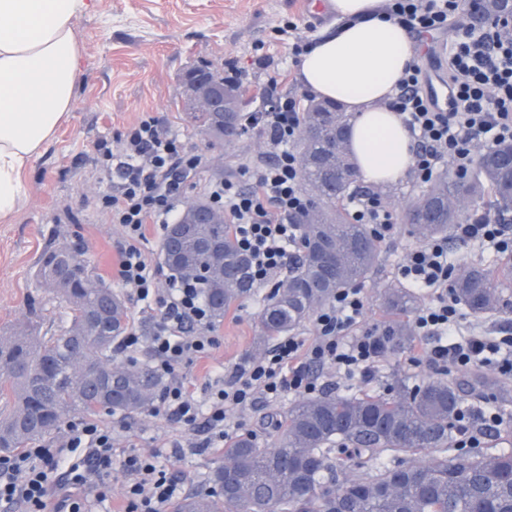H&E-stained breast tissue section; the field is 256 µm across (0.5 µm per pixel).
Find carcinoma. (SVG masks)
Here are the masks:
<instances>
[{"instance_id": "1", "label": "carcinoma", "mask_w": 512, "mask_h": 512, "mask_svg": "<svg viewBox=\"0 0 512 512\" xmlns=\"http://www.w3.org/2000/svg\"><path fill=\"white\" fill-rule=\"evenodd\" d=\"M225 112H189L197 130L228 142L243 132L248 100L241 85L224 84ZM350 115L329 101L304 107L297 142L303 183L311 200L300 254L259 314L260 339L304 326L343 288L365 283L380 242L367 224L350 221L341 201L353 195L355 168L338 144ZM512 142L490 147L475 173L446 175L412 198L403 221L419 242L445 236L487 200L489 211L512 223ZM164 265L202 289L210 322L256 291L250 257L225 223L169 224L159 243ZM34 276L62 298L69 313L58 335L29 319L0 337V452H14L54 434L69 418L100 411L132 415L146 410L162 379L146 361L115 363L113 350L130 325L125 297L106 284L89 254L58 240L40 255ZM512 262L477 264L454 280L453 293L474 315L508 305ZM381 309L399 321L388 335L408 336L401 319L415 310L404 288H387ZM457 383L429 379L391 392L334 393L301 398L275 421V440L261 445L243 434L224 448L212 470L213 491L190 494L172 512H512V449L456 454ZM383 455L400 461L390 467Z\"/></svg>"}]
</instances>
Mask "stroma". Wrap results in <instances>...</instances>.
<instances>
[{
  "mask_svg": "<svg viewBox=\"0 0 512 512\" xmlns=\"http://www.w3.org/2000/svg\"><path fill=\"white\" fill-rule=\"evenodd\" d=\"M287 22L296 23L300 34L312 40L327 32L335 17L321 0H96L93 11L75 20L81 48L76 107L29 167L27 205L12 223H0V332L25 322L36 306L45 331L59 330L66 320L65 303L41 290L34 278L40 254L54 240L82 242L100 276L112 288L120 286L122 229L107 223L99 207L98 193L108 180L96 165L94 143L115 140L143 113L165 118L206 158L197 187L187 194L191 200L202 198V183L236 173L241 163L260 156L259 132L227 142L204 137L194 129L183 111L180 80L196 66L207 63L220 68L229 60L254 74L261 84L273 78L287 82L297 78L289 46L275 35L277 27ZM262 53L274 59V66L257 69L255 60ZM412 243L403 228L395 241L383 245L378 266L363 285L368 301L366 324L381 321L379 297L384 288L394 285V265ZM268 292V287H260L257 296L213 324L216 346L184 369L195 396L203 395L216 373L267 349V342L260 338L259 312ZM420 344V336L407 337L370 379L339 381L329 375L325 388L342 395L385 392L400 378L416 386L433 376L432 371L410 364ZM482 374L486 384H474L463 392V403L477 410L491 407L512 423V378L488 367ZM292 401L287 395L258 403L243 416L242 433L263 444L272 443L275 432L268 420L287 411ZM96 419L122 426L115 457L157 449L162 464L186 495L208 489L209 474L224 459L223 444L203 447V430L172 423L151 409L134 415L102 412Z\"/></svg>",
  "mask_w": 512,
  "mask_h": 512,
  "instance_id": "obj_1",
  "label": "stroma"
}]
</instances>
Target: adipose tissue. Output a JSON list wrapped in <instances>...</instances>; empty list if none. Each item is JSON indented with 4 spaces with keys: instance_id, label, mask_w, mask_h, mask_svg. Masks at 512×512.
<instances>
[{
    "instance_id": "adipose-tissue-1",
    "label": "adipose tissue",
    "mask_w": 512,
    "mask_h": 512,
    "mask_svg": "<svg viewBox=\"0 0 512 512\" xmlns=\"http://www.w3.org/2000/svg\"><path fill=\"white\" fill-rule=\"evenodd\" d=\"M94 0H0V222L27 203L24 174L76 106L74 22ZM339 20L299 64L303 86L351 115L347 151L365 183L386 186L413 164V139L388 107L415 50L381 0H328Z\"/></svg>"
}]
</instances>
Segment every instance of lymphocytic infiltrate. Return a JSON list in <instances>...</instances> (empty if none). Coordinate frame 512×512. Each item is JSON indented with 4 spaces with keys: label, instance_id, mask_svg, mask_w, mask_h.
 Returning a JSON list of instances; mask_svg holds the SVG:
<instances>
[{
    "label": "lymphocytic infiltrate",
    "instance_id": "lymphocytic-infiltrate-1",
    "mask_svg": "<svg viewBox=\"0 0 512 512\" xmlns=\"http://www.w3.org/2000/svg\"><path fill=\"white\" fill-rule=\"evenodd\" d=\"M382 10L408 32L451 36L448 87L453 109L436 108L427 76L415 60L406 66L389 103L414 139L412 181L430 183L444 166L466 174L475 161L476 145L512 141V39L461 24L458 0H384ZM308 96V91L269 83L261 94L266 109L260 115L266 160L248 162L236 175L212 179L206 187L207 200L231 224L239 247L251 258L253 279L261 285L285 267L298 238L296 218L310 206L293 149L302 125L301 102ZM95 149L101 168L118 177L99 197L109 223L123 231L118 279L134 302L159 311L150 335L131 327L115 351L148 350L166 378L160 410L167 418L203 426L220 440L237 430L239 415L259 401L319 394L315 368L365 379L390 356V338L378 328L363 327L366 299L361 287L352 286L317 311L311 336L279 338L260 356L214 380L206 400L198 401L182 368L205 356L216 342L203 296L195 285L164 274L142 243L147 225L175 223L206 159L149 114L121 132L116 147L99 143ZM350 204L354 223L369 225L379 241L396 239V215L383 197L362 194ZM452 237L472 252L512 255V226L487 213L454 225ZM448 240L438 237L406 249L394 269L396 280L429 297L415 313L414 325L424 343L412 363L439 373L488 365L512 376V330L502 329L495 336L464 321L450 288L462 264L450 258ZM499 423L498 414L479 417L460 409L456 447H481ZM114 441L111 426L82 420L67 423L54 446L32 445L0 456V504L45 512L51 477L60 472L88 494L61 501L58 512H89L91 500L106 498ZM120 465L128 477V512H165L180 491L159 464L157 452L130 454Z\"/></svg>",
    "mask_w": 512,
    "mask_h": 512
}]
</instances>
